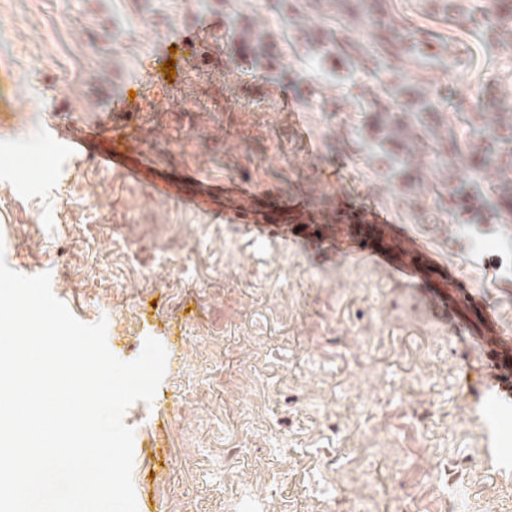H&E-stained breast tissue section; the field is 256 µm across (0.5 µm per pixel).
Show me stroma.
Wrapping results in <instances>:
<instances>
[{
    "label": "stroma",
    "instance_id": "obj_1",
    "mask_svg": "<svg viewBox=\"0 0 512 512\" xmlns=\"http://www.w3.org/2000/svg\"><path fill=\"white\" fill-rule=\"evenodd\" d=\"M482 5L0 0V62L17 77L15 127L0 134L8 266L50 273L82 323L107 319L121 360L149 337L177 347L153 401L124 416L137 499L157 512L173 497L191 512H345L361 499L399 512L403 480L419 512H512V398L420 289L304 243L249 242L123 172L67 167L45 132L83 120L109 149L113 126H133L159 172L193 175L183 196L246 184L325 214L337 194L365 199L461 272L512 337V226L499 218L512 202L492 192L491 170L480 194L448 198L474 162L463 114L492 127L512 101V40L475 22ZM193 32L209 38L206 59L149 82L162 47ZM134 82L133 111L114 110ZM394 87L404 123L438 101L437 133L454 131L462 153L415 142L418 177L393 174L382 107Z\"/></svg>",
    "mask_w": 512,
    "mask_h": 512
}]
</instances>
